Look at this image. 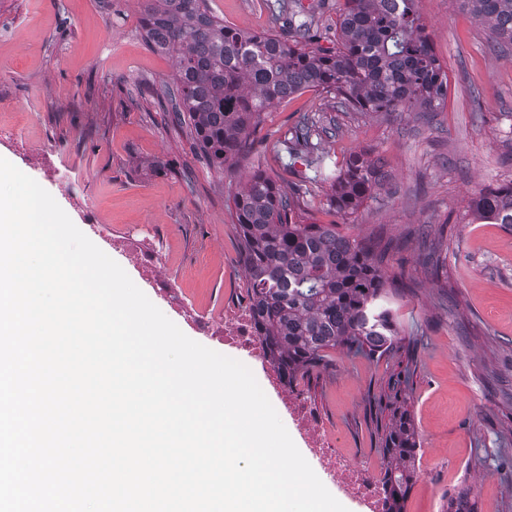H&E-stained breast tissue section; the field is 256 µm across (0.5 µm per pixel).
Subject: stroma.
<instances>
[{
  "instance_id": "35a3bbf8",
  "label": "stroma",
  "mask_w": 512,
  "mask_h": 512,
  "mask_svg": "<svg viewBox=\"0 0 512 512\" xmlns=\"http://www.w3.org/2000/svg\"><path fill=\"white\" fill-rule=\"evenodd\" d=\"M270 2L209 6L260 34L276 26ZM419 11L448 72V102L431 121L340 112L306 91L264 112L251 155L223 174L168 120L175 61L145 43L141 0H0V157L47 190L186 335L233 358L224 307L246 274L231 190L258 168L281 188L294 183L278 142L306 112L335 127L322 146L337 160L374 151L388 171L376 198L348 218L320 189L306 216L355 237L406 240L387 266L401 286L394 316L416 344L407 358L330 351L327 367L293 388L319 410L338 452L380 476L390 415L376 401L409 375L420 448L406 512H448L462 486L478 512H512V227L463 221L479 186L512 179L502 161L512 149V45L496 52L459 0H419ZM86 201L95 223L83 221ZM134 249L154 257L166 290L132 262ZM202 321L212 335L200 333Z\"/></svg>"
}]
</instances>
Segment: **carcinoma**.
Returning a JSON list of instances; mask_svg holds the SVG:
<instances>
[{
  "mask_svg": "<svg viewBox=\"0 0 512 512\" xmlns=\"http://www.w3.org/2000/svg\"><path fill=\"white\" fill-rule=\"evenodd\" d=\"M419 0H343L336 48L312 34L315 15L301 0L271 4L280 31L256 34L215 17L208 0H144L140 25L148 46L172 55L173 119L191 128L197 150L227 171L248 159L250 137L263 111L303 91L336 101L340 112L363 116L440 112L448 101V72L437 56L418 9ZM487 25L492 42L512 45V0H461ZM329 129L305 113L281 145L303 159L305 170L288 193L257 169L229 195L251 311L266 354L288 383L326 365L328 351L385 357L405 337L385 304L396 293L386 270L392 242L375 235L343 234L334 224L307 222L301 200L311 188H328L330 205L351 216L387 180L371 152L344 164L323 150ZM470 223L512 227V179L488 184L466 209ZM382 442L381 479L387 512H406L420 442L402 406H393ZM448 512H477L470 490L448 499Z\"/></svg>",
  "mask_w": 512,
  "mask_h": 512,
  "instance_id": "carcinoma-1",
  "label": "carcinoma"
}]
</instances>
